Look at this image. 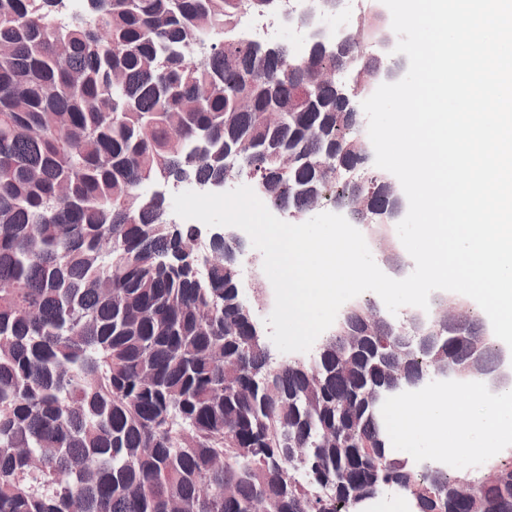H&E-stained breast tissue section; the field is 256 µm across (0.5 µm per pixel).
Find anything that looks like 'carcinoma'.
<instances>
[{
    "mask_svg": "<svg viewBox=\"0 0 512 512\" xmlns=\"http://www.w3.org/2000/svg\"><path fill=\"white\" fill-rule=\"evenodd\" d=\"M62 2L0 0V281L15 285L0 294V512H250L259 498L268 512H316L296 478L314 463L369 480L364 399L343 408L359 446L309 448L360 384L399 377L396 351L380 346L386 324L365 303L325 339L319 373L272 370L236 292L239 246L212 242L225 261L208 266L184 254L195 227L168 223L141 186L222 181L230 146L257 164L273 208L333 199L364 224L388 193L373 174L320 167L329 155L351 166L363 149L350 88L324 73H355L362 93L399 65L354 45L262 57L236 25L268 0H93L79 23L58 18ZM100 26L110 43L94 40ZM195 45L208 46L196 62ZM270 109L280 125L258 120ZM282 154L300 161L288 170ZM474 344L418 351L406 369L465 365ZM382 465L375 490L416 497L417 512H450L437 494L469 481L478 512H512V465L490 485L393 454Z\"/></svg>",
    "mask_w": 512,
    "mask_h": 512,
    "instance_id": "obj_1",
    "label": "carcinoma"
}]
</instances>
